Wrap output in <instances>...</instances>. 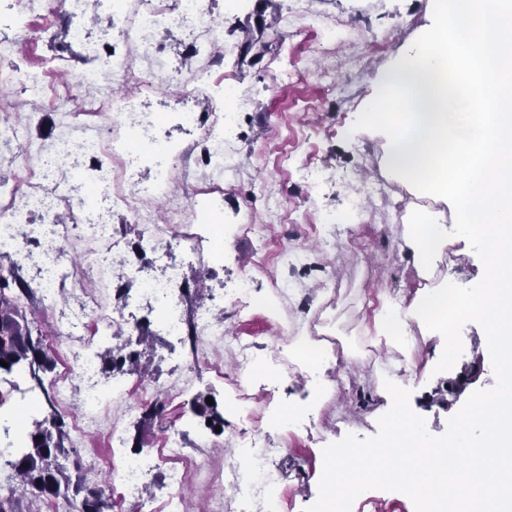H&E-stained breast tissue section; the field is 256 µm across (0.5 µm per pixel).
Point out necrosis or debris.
I'll use <instances>...</instances> for the list:
<instances>
[{"mask_svg":"<svg viewBox=\"0 0 512 512\" xmlns=\"http://www.w3.org/2000/svg\"><path fill=\"white\" fill-rule=\"evenodd\" d=\"M99 22L105 38L116 44H138L147 55L160 54L161 47L155 40L160 30L182 31L204 57L203 67L182 88L183 93L192 96L211 83V72L217 64L213 48L223 47L228 55L236 51L235 46L225 43L224 24L210 14L206 0H112L111 14L101 16ZM70 37L84 45L95 64L91 69L72 72L68 85L101 90L103 97L70 113L69 135L33 149L36 165L22 179L0 183V254L15 257L36 270L38 292L49 307L54 306L67 281L84 277L108 284L124 240L95 210L97 198L107 199L111 208L127 211L133 223L140 225L142 239L150 242L159 273L142 280L141 291L160 309L168 332L181 335L185 319L179 292L184 276L181 264L171 256L172 244L184 243L192 254L206 257L211 264L223 259L222 183L236 173L224 142L248 101L228 84L224 94L231 105L210 122L192 110L169 116L143 111L139 107L141 97L158 89L155 73L131 75L124 55L102 50L98 42L89 40L84 29H73ZM172 120L197 130V144L209 166L203 185L197 189L199 197L191 201L174 237L168 225L159 223L146 206L151 199H168L173 169L186 166L188 161L187 149L161 147L154 135L157 128ZM137 167L151 169L153 177L127 187L125 178ZM86 239L97 242V249L78 253V260H71V253H77V243ZM138 323L131 313L103 312L97 299L83 292L73 294L69 312L56 321L52 333L66 346L67 355L53 386L61 394L78 386V431L97 426L101 411L109 407L126 413L151 399L150 387L141 383L102 387L98 360L90 351L94 343L112 335H136ZM236 356L237 374L228 381L230 398L233 408L251 420L255 414L249 408L250 396L244 386L255 367L251 344L238 340ZM108 438L112 443L109 481L122 499H142L153 464L158 461L165 465L168 483L176 493L161 503L149 504L147 512H184L181 491L189 485L199 464L182 456L180 432L165 436L153 462L123 454L125 439L119 419L109 423ZM229 444L236 448L238 459L228 463L226 471L216 472L215 481L223 482L225 475H232L229 490L240 512H248L258 499L265 512H278L279 499L271 491L276 477L266 468L267 450L257 430L243 431Z\"/></svg>","mask_w":512,"mask_h":512,"instance_id":"1","label":"necrosis or debris"}]
</instances>
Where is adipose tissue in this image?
Instances as JSON below:
<instances>
[{
    "mask_svg": "<svg viewBox=\"0 0 512 512\" xmlns=\"http://www.w3.org/2000/svg\"><path fill=\"white\" fill-rule=\"evenodd\" d=\"M360 126L385 137L389 168L411 194L445 204L452 216L447 223L417 210L406 244L425 284L410 302L383 306L366 336L408 357L411 323L446 335L456 293L440 267L449 247L475 243L486 274L461 310L485 323L489 351L508 372L498 390L458 413L441 448L408 413L404 379L391 375L382 409L390 445L337 448L323 469L324 512H336L340 495L367 473L422 490V512H438L452 493L461 512H473L470 491L493 486L512 512V467L500 465L512 457V0H432L431 26L377 78ZM478 424L480 468L462 459Z\"/></svg>",
    "mask_w": 512,
    "mask_h": 512,
    "instance_id": "1",
    "label": "adipose tissue"
}]
</instances>
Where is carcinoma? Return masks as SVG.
Returning <instances> with one entry per match:
<instances>
[{
  "mask_svg": "<svg viewBox=\"0 0 512 512\" xmlns=\"http://www.w3.org/2000/svg\"><path fill=\"white\" fill-rule=\"evenodd\" d=\"M34 294L30 284L22 279L14 265H0V373H25L35 387L45 393L51 411L26 429L25 444L15 450L7 461L25 490L38 498L51 501L68 492L79 498L76 512H106L107 502L102 492L90 486L85 478L72 482L67 469L59 458L69 454L65 445L68 433L63 417L54 410V403L44 385L43 376L52 371L54 360L44 349L41 333L32 329L33 320L28 318L25 301ZM149 323L142 321L136 341H127L109 350L102 357V368L112 374H124L140 366L141 351L131 345L146 344L150 340ZM192 410L198 417L211 421V431L224 428V418L217 405L206 403V397L194 399Z\"/></svg>",
  "mask_w": 512,
  "mask_h": 512,
  "instance_id": "1",
  "label": "carcinoma"
}]
</instances>
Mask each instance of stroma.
Listing matches in <instances>:
<instances>
[{
	"mask_svg": "<svg viewBox=\"0 0 512 512\" xmlns=\"http://www.w3.org/2000/svg\"><path fill=\"white\" fill-rule=\"evenodd\" d=\"M429 7V0H242L230 12L226 0H209L212 16L224 21L226 42L238 45L250 35L268 47L253 62L225 57L222 70L213 75L218 83L231 79L246 95L248 106L229 138L238 167L234 186L224 192V263L209 269L185 255L184 285L199 289L201 306L215 311L222 307L223 290L244 277L251 281L254 299H269L278 287L287 289L288 296L277 318H268L258 308L225 317L222 372L199 357L191 384L174 396L169 386L190 357L188 344L166 333L157 311L139 300L137 283L125 284L116 277L104 288L91 280L81 284L109 309L116 304V286L126 285L128 310L150 322L152 338L141 364L145 379L166 402L165 419L143 429L142 413L136 410L122 425L129 439L143 431L140 453L146 457L156 456L172 429L182 430L186 457L202 464L183 493L186 512H215L217 490L210 474L234 455L226 432L243 425L240 414L231 410L226 381L234 372L237 337L247 338L257 360L268 358L274 365L273 371L260 369L251 375L248 390L257 408H290L313 417L297 430L262 427L283 512H318L323 496L319 471L327 442L373 446L385 435L376 418L384 402L378 373L393 371L401 355L386 344L373 346L364 331L381 297H407L416 281L404 235L417 205L392 177L383 140L367 131L353 132L352 127L377 76L427 25ZM111 10L112 0H98L94 14L79 17L52 0L46 11L27 14L29 39L0 66L40 67L52 78L83 69V46L63 49L61 33L65 26L80 25L90 40H99L95 16ZM157 40L165 49V83L144 99V108L191 109L205 117L217 111L214 99L182 93V82L189 80L198 62L188 55L183 34L163 31ZM1 93L9 99L7 112L27 126V143H0V177L13 179L25 175L32 163L28 142H50L64 124L47 96L32 95L17 83ZM160 134L189 149L188 169L173 172L175 201L187 206L197 177L208 169L194 146L196 133L168 124ZM378 184L386 188L387 197L373 194ZM356 197L363 200L365 211L353 219L350 202ZM327 213L342 216V223H321ZM248 215L253 218L249 224L244 221ZM259 252L268 256L260 267L254 263ZM282 329L338 337L343 352L337 363L322 369L319 382H309L287 350L276 347ZM461 334L458 347L452 348L447 339L428 335L415 324L410 327L419 369L403 401L438 443L452 435L459 411L503 380L489 354L484 324L467 320ZM201 393L213 397L224 414L223 434L212 435L207 447L197 439L204 421L190 409ZM69 438L73 453L63 464L71 476L90 474L106 485L103 465L112 450L105 431L73 428ZM350 512L420 508L412 491L371 482L352 500Z\"/></svg>",
	"mask_w": 512,
	"mask_h": 512,
	"instance_id": "stroma-1",
	"label": "stroma"
}]
</instances>
